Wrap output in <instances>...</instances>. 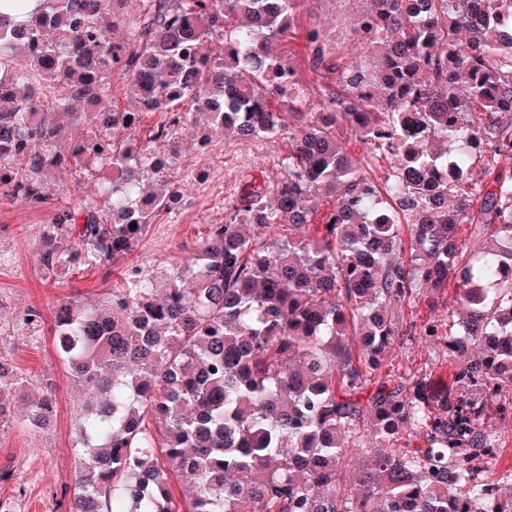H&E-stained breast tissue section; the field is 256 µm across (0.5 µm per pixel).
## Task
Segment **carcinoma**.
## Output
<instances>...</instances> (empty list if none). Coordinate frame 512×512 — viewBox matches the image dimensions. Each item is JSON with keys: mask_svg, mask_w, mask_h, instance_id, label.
Masks as SVG:
<instances>
[{"mask_svg": "<svg viewBox=\"0 0 512 512\" xmlns=\"http://www.w3.org/2000/svg\"><path fill=\"white\" fill-rule=\"evenodd\" d=\"M134 2L131 18L113 0L0 15V203L49 213L46 273L115 265L182 193L184 105L288 148L187 264L128 266L109 296L56 308L60 356L95 396L70 512H512L485 426L512 421V0H361L358 45L306 28L308 77L275 49L301 0ZM127 24L133 41L111 42ZM116 81L136 111L114 108ZM313 90L322 111L305 112ZM140 112L167 121L146 132ZM68 165L106 171L100 196L60 203L47 175ZM450 284L464 318L403 323L396 306ZM416 336L445 340L455 388L393 377ZM24 388L0 355V423ZM52 416L44 398L24 425ZM407 430L426 447L398 446Z\"/></svg>", "mask_w": 512, "mask_h": 512, "instance_id": "1", "label": "carcinoma"}]
</instances>
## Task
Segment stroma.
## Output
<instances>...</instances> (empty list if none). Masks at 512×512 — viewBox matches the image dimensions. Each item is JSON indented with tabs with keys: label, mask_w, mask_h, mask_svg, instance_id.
Here are the masks:
<instances>
[{
	"label": "stroma",
	"mask_w": 512,
	"mask_h": 512,
	"mask_svg": "<svg viewBox=\"0 0 512 512\" xmlns=\"http://www.w3.org/2000/svg\"><path fill=\"white\" fill-rule=\"evenodd\" d=\"M357 0H304L298 25H316L330 43L352 45ZM183 142L177 163L187 177L185 190L166 213L150 225L126 264L160 277L186 264L210 225L224 221L248 176L277 179L285 153L283 141H249L219 130L202 134L193 119L178 130ZM47 216L22 201L0 204V353L7 355L26 381L29 396L51 394L54 419L42 429L22 428L23 404L14 418L0 424V503L8 512H68L79 460L74 450L77 417L84 401L71 385L50 331L54 306L67 297L97 301L123 283L121 267L70 266L45 273L39 254ZM454 365L443 341L417 338L401 346L393 372L404 377L431 376L452 382Z\"/></svg>",
	"instance_id": "1"
}]
</instances>
